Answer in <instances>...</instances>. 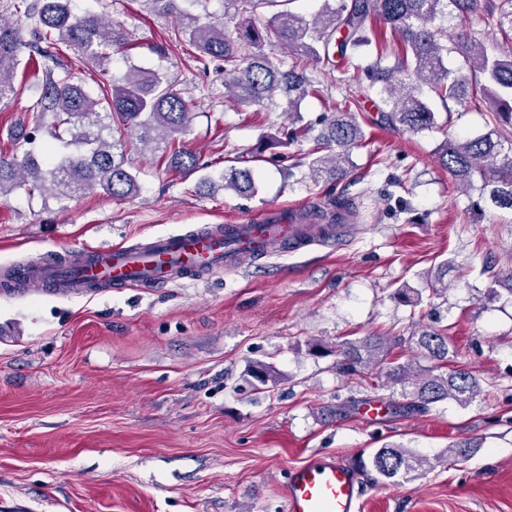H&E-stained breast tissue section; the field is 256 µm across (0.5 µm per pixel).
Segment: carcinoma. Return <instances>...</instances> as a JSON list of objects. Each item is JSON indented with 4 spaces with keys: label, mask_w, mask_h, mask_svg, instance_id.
<instances>
[{
    "label": "carcinoma",
    "mask_w": 512,
    "mask_h": 512,
    "mask_svg": "<svg viewBox=\"0 0 512 512\" xmlns=\"http://www.w3.org/2000/svg\"><path fill=\"white\" fill-rule=\"evenodd\" d=\"M159 14L174 15L177 25L168 39L187 43L204 63H224V90L239 105L283 100L288 111H300L308 96H320L335 81L329 66L353 65L360 48L375 45L376 60L364 68L368 88L382 83L380 93L389 111L380 121L413 135L437 125L436 113L417 91L425 83L443 104L471 103L487 112L488 130L474 136L448 135L436 150L439 163L465 191H478L472 208L512 214V0H323L312 16L282 10L274 19L257 25L254 15L262 4L279 0H224V18L198 14L179 0H150ZM71 0H14L11 7L24 20H0V104L13 99L12 77L22 55L37 63L41 93L30 106L33 119L67 135V150L39 164L33 144L21 153L0 155V197L39 189L58 198H70L97 188L120 198L139 194L140 185L126 168V153L114 132L135 136L147 148L165 144L170 165L190 172L199 168V157L175 146L178 136L189 132L193 112L167 76L138 66L128 69L120 83L102 84L101 95L92 96L74 81L62 60L73 49L108 71L112 49L128 42L125 29L96 14L77 15ZM454 17L460 28L451 45L441 42L432 23ZM390 26L395 47L386 53L375 28ZM493 27L496 36L485 37ZM287 50L288 61L272 60L266 47ZM251 50L243 55L242 50ZM453 49L467 70L450 71L444 57ZM394 63L385 64L388 57ZM324 65L320 77L308 74L304 62ZM366 88V89H368ZM366 89L346 93L324 131L316 137L315 156L308 161L310 175L320 177L332 167L336 179L347 176L352 151L363 145L365 134L357 114L366 111ZM224 189L252 196L258 187L252 170L232 167L224 172ZM330 211L313 219L340 224L353 215L346 202L329 199ZM415 343L430 365L416 361L397 363L383 373L384 385L398 386L408 414L432 404L453 400L469 404L481 393L478 378L467 370L442 371L448 362L447 333L422 330ZM391 346L383 336L336 346V370L352 374L384 363ZM248 373L256 386H275L279 377L272 366L257 363ZM370 468L382 483H396L413 472L429 471L435 464L409 448L383 447L371 456Z\"/></svg>",
    "instance_id": "1"
}]
</instances>
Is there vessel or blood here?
<instances>
[{
	"mask_svg": "<svg viewBox=\"0 0 512 512\" xmlns=\"http://www.w3.org/2000/svg\"><path fill=\"white\" fill-rule=\"evenodd\" d=\"M336 239L335 226L297 224L279 208L245 224H208L157 236L140 250L90 247L64 263L18 268L15 278L27 291L63 295L164 288L200 280L208 270L231 271L255 259L325 246ZM284 507L285 512H359L354 470L335 458H310L291 471Z\"/></svg>",
	"mask_w": 512,
	"mask_h": 512,
	"instance_id": "obj_1",
	"label": "vessel or blood"
}]
</instances>
